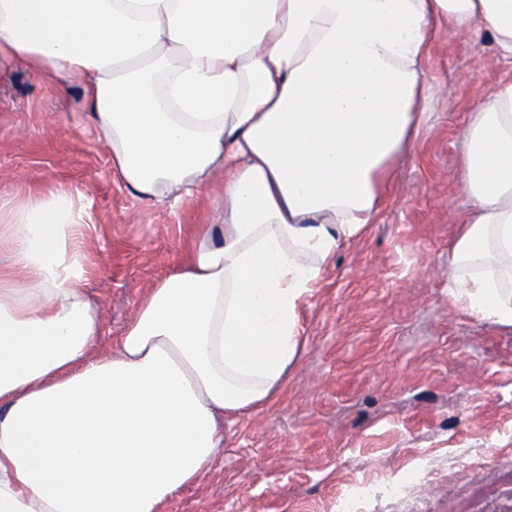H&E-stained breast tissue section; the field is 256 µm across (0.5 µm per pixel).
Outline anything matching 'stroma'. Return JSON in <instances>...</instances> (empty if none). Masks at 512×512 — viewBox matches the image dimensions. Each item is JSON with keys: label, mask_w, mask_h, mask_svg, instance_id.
Segmentation results:
<instances>
[{"label": "stroma", "mask_w": 512, "mask_h": 512, "mask_svg": "<svg viewBox=\"0 0 512 512\" xmlns=\"http://www.w3.org/2000/svg\"><path fill=\"white\" fill-rule=\"evenodd\" d=\"M508 66L464 35L427 66L438 95L416 151L397 167L377 224L343 244L301 310L304 341L271 402L224 421L214 469L165 512H332L355 482L434 470L407 512H512V327L448 298L468 199L457 147L466 107ZM78 190L89 216L87 293L102 350L148 288L189 260L220 183L153 206L112 171L79 86L13 69L0 81V196Z\"/></svg>", "instance_id": "stroma-1"}]
</instances>
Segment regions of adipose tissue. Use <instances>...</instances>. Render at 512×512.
<instances>
[{"mask_svg":"<svg viewBox=\"0 0 512 512\" xmlns=\"http://www.w3.org/2000/svg\"><path fill=\"white\" fill-rule=\"evenodd\" d=\"M445 34L512 64V0H0V69L81 84L139 200L224 177L188 264L106 354L79 193L0 198V512H164L197 484L223 417L283 386L339 247L377 223ZM459 169L448 295L512 327V75L470 103Z\"/></svg>","mask_w":512,"mask_h":512,"instance_id":"obj_1","label":"adipose tissue"}]
</instances>
